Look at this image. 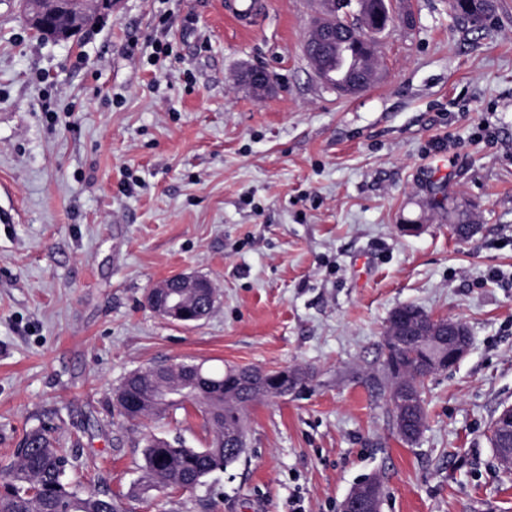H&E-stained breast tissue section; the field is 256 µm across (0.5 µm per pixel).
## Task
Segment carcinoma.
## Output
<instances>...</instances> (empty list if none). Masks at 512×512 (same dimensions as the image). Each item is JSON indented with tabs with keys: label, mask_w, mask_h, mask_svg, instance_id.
I'll return each mask as SVG.
<instances>
[{
	"label": "carcinoma",
	"mask_w": 512,
	"mask_h": 512,
	"mask_svg": "<svg viewBox=\"0 0 512 512\" xmlns=\"http://www.w3.org/2000/svg\"><path fill=\"white\" fill-rule=\"evenodd\" d=\"M452 11L464 21L478 24L494 9V0H451ZM309 371L298 368L291 380L280 382V393L295 391L309 380ZM218 388L233 391L223 400L218 411H213L209 392L202 390L188 400L203 419L211 435L205 448H188L177 439L174 442L145 439L142 476L130 487L128 496L147 499L151 494L169 487L188 490L201 483V479L215 468H224L236 462L243 453L241 448L224 444V433L245 427L246 411L261 396L250 390L237 388L234 371L211 376ZM166 382L148 370L138 375L128 374L118 384L114 394L130 390L138 392L139 406L135 411L119 407L124 418L142 422L158 417L156 392ZM72 464V456L44 429H36L24 439L16 460L0 469V512H125L122 503L105 491L78 492L64 479Z\"/></svg>",
	"instance_id": "carcinoma-1"
}]
</instances>
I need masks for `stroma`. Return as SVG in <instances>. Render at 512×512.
Here are the masks:
<instances>
[{"label":"stroma","instance_id":"stroma-1","mask_svg":"<svg viewBox=\"0 0 512 512\" xmlns=\"http://www.w3.org/2000/svg\"><path fill=\"white\" fill-rule=\"evenodd\" d=\"M264 2L242 32L224 0H122L54 41L0 0V467L49 426L69 482L125 493L145 437L210 440L192 407L118 417L129 372L301 366L302 389L249 408L238 462L131 512H288L296 489L338 512L371 476L382 512H512L489 432L512 405V0L480 30L448 0H391L376 77L346 96L304 53L322 0ZM156 39L172 55L155 63ZM250 69L274 77L264 98ZM180 273L215 286L199 323L146 302ZM406 304L472 336L427 379L412 444L373 384Z\"/></svg>","mask_w":512,"mask_h":512}]
</instances>
